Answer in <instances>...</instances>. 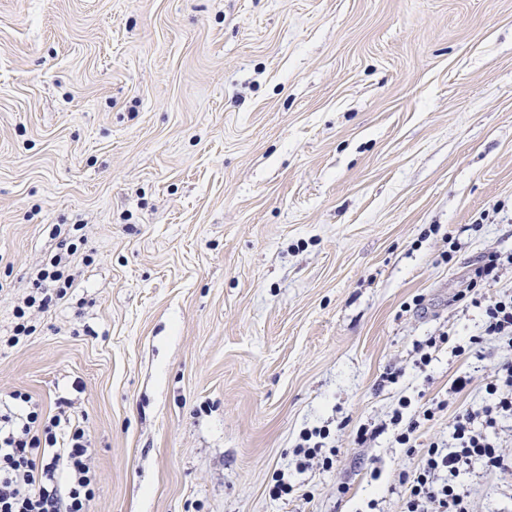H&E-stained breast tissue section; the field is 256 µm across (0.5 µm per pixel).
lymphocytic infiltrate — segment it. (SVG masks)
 Returning a JSON list of instances; mask_svg holds the SVG:
<instances>
[{
  "instance_id": "obj_1",
  "label": "lymphocytic infiltrate",
  "mask_w": 512,
  "mask_h": 512,
  "mask_svg": "<svg viewBox=\"0 0 512 512\" xmlns=\"http://www.w3.org/2000/svg\"><path fill=\"white\" fill-rule=\"evenodd\" d=\"M69 252L52 256L39 270L35 289L17 306L12 341L31 335L30 310H46L61 299L74 279L68 274ZM472 305L484 308L481 337L506 340L512 348V294ZM485 401L456 414L449 424L451 446L431 443L416 450L415 434L423 422L432 420L443 403L407 415L408 401H400L389 419L394 441L407 453H421L420 463L401 470L398 483L404 489L401 512H472L469 495L458 478L472 464L485 471L505 474L512 460L489 437L499 420L512 418V361L501 363L485 387ZM98 477L89 463V438L83 420L42 418L29 409L24 420L0 414V512H87L94 498Z\"/></svg>"
}]
</instances>
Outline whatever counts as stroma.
<instances>
[{
	"label": "stroma",
	"instance_id": "obj_1",
	"mask_svg": "<svg viewBox=\"0 0 512 512\" xmlns=\"http://www.w3.org/2000/svg\"><path fill=\"white\" fill-rule=\"evenodd\" d=\"M76 224L73 288L8 344ZM493 250L512 0H0V398L83 416L89 512H399V470L512 359L414 352L480 334L457 295ZM403 397L449 402L417 453L358 443ZM317 427L337 460L296 471ZM459 481L512 512V474Z\"/></svg>",
	"mask_w": 512,
	"mask_h": 512
}]
</instances>
